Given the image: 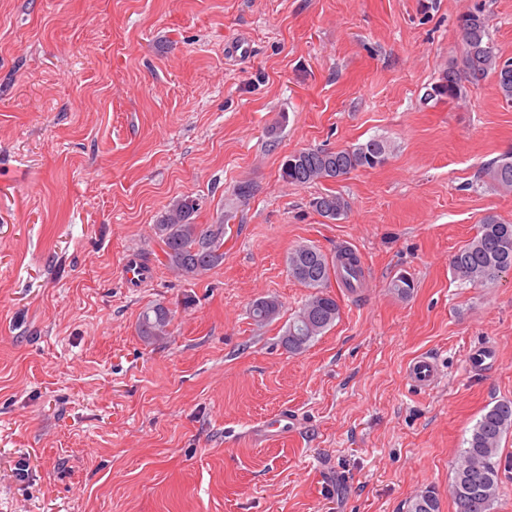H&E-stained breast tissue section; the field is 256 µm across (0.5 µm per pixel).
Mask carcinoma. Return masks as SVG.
I'll return each instance as SVG.
<instances>
[{"label":"carcinoma","mask_w":512,"mask_h":512,"mask_svg":"<svg viewBox=\"0 0 512 512\" xmlns=\"http://www.w3.org/2000/svg\"><path fill=\"white\" fill-rule=\"evenodd\" d=\"M493 16L476 4L461 16V66H450L441 80L432 87L437 99L460 100L466 95L465 84H477L492 76L498 98L512 105V59H504L496 51L491 37ZM390 145L383 139L339 150L305 148L288 155L280 176L291 184L304 186L339 180L360 168L374 169L389 157ZM482 178L503 193H512V153L487 163ZM313 209L323 218L336 221L348 209L347 200L335 193H322L311 201ZM201 209L199 199L191 196L176 200L153 231L163 244L169 268L187 278H195L224 261V221L197 224L194 214ZM288 271L292 278L312 293L288 324L280 343L291 354L304 352L339 318L340 306L329 290L331 278L343 287L354 290L352 281L362 270L357 257L341 252L329 256L314 245H300L288 254ZM453 277L461 282L487 285L512 269V224L494 215L482 219L476 235L452 256ZM279 312L276 299L260 298L253 302L250 314L257 322L271 320ZM172 311L157 304L142 312L138 335L150 344L167 334ZM512 430V401H498L485 408L473 425L466 447L455 462L450 495L454 512H492L501 491L500 443ZM408 512H440L436 493L425 490L408 505Z\"/></svg>","instance_id":"obj_1"}]
</instances>
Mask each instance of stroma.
Segmentation results:
<instances>
[{
	"label": "stroma",
	"instance_id": "obj_1",
	"mask_svg": "<svg viewBox=\"0 0 512 512\" xmlns=\"http://www.w3.org/2000/svg\"><path fill=\"white\" fill-rule=\"evenodd\" d=\"M478 1L512 58V0H0V512H407L428 489L453 512L465 439L512 400V274L450 269L485 215L512 224L480 177L512 152V105L490 78L431 95ZM373 138L382 166L280 177L294 151ZM324 192L339 220L310 207ZM184 195L226 228L193 279L152 231ZM300 244L352 250L364 277L332 280L339 318L293 355ZM156 303L174 320L148 345ZM484 344L494 364L468 370ZM422 354L429 391L406 375ZM313 209L323 218L336 221L343 216L348 209L347 200L335 193H322L311 201ZM172 317V311L161 304L147 308L139 319L138 335L148 344L156 342L167 334ZM407 377L415 387L426 391L437 383L440 369L430 356H419L408 365Z\"/></svg>",
	"mask_w": 512,
	"mask_h": 512
}]
</instances>
